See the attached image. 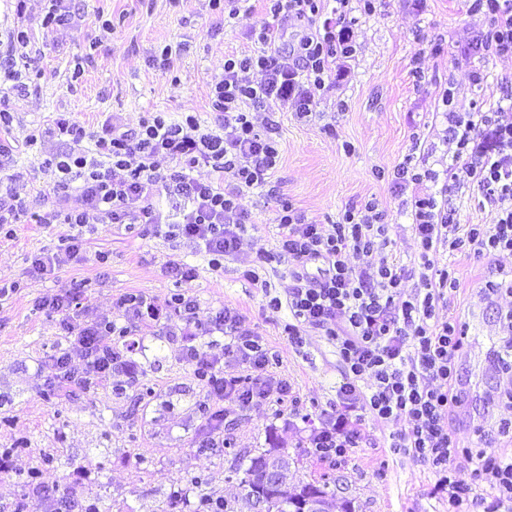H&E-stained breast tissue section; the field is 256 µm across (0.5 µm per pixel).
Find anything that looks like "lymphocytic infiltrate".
Returning a JSON list of instances; mask_svg holds the SVG:
<instances>
[{
  "label": "lymphocytic infiltrate",
  "instance_id": "1",
  "mask_svg": "<svg viewBox=\"0 0 512 512\" xmlns=\"http://www.w3.org/2000/svg\"><path fill=\"white\" fill-rule=\"evenodd\" d=\"M337 16L325 14L324 0H272L271 20L262 21L257 41L260 53L231 54L224 71L211 86L209 108L214 128H202L197 116L172 117L163 113L140 118L129 126L117 115L108 116L100 129L89 132L65 118L54 121V135L67 139L70 148L48 155L43 166L57 175L54 190L62 204L54 219L82 227L88 224H151L169 234L190 239L208 258L212 270L225 260L241 262L245 278L261 283L267 263L278 258L288 263L291 285L285 298H272L271 308H288L293 321L285 330L295 344H303L306 330L325 336L336 349L342 379L332 411L322 412L317 427L305 438L306 447L321 460H340L363 440L362 424L372 417L393 426L391 445L413 459L428 463L441 476L453 508L469 504L471 485L448 474L451 460L468 456L451 434L450 420L462 404L456 364L463 332L454 320H439L436 310L448 290L459 281L450 266H439L441 248L467 255L512 253V113L496 112L467 119L445 112L455 149L438 192L424 190L420 175L407 166L397 168L393 186L410 194L412 231L420 240L421 287L404 295L405 267L390 263L384 251V212L375 200L360 209L346 210L336 224L304 223L292 203L282 204L275 254L245 256L242 235L250 215L241 204L245 192L262 187L280 155L271 130H258L251 108L291 106L297 115L312 114L324 77L353 54L352 34L346 21L352 10L370 15L378 0H338ZM475 13L490 27L481 47L494 56L512 57V0H475ZM303 24L298 42L286 45L281 24ZM259 69L260 81L246 79L247 70ZM91 141L83 149V141ZM175 162L170 174L158 170V158ZM207 167V179L189 172ZM476 185L497 213L492 226L457 224L450 196L461 184ZM167 195L169 210L153 205ZM377 255V264L355 270L349 254ZM44 307L61 317L66 348L52 355L49 367L58 392L75 391L111 381L112 368L122 365L134 375L131 361L105 346L112 336L126 337L127 351L139 343L132 334L146 321L180 320L195 335L220 336L224 355L217 358L190 345L184 357L210 394L230 398L247 407L270 392L287 398L291 387L269 368L273 353L242 326L237 309L225 307L199 319V306L190 296L174 293L162 299L138 293L120 297L123 323L106 316L85 320L80 292L65 290L43 300ZM231 359L246 372L225 376L221 358ZM82 370L72 367L73 360ZM476 482L491 494L483 512H512V454L486 446L477 454Z\"/></svg>",
  "mask_w": 512,
  "mask_h": 512
}]
</instances>
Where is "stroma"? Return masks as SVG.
<instances>
[{
  "label": "stroma",
  "mask_w": 512,
  "mask_h": 512,
  "mask_svg": "<svg viewBox=\"0 0 512 512\" xmlns=\"http://www.w3.org/2000/svg\"><path fill=\"white\" fill-rule=\"evenodd\" d=\"M472 0H388L375 15L352 25L356 52L341 79L325 91L307 118L292 109L254 110L257 124L274 121L280 157L267 186L243 199L251 216L242 251L253 256L276 249L274 219L280 201L294 204L306 223L330 224L346 209L376 199L386 213V255L411 273L405 293L420 286V242L404 196L389 178L407 163L416 172H443L449 144L443 141L442 95L461 114L493 112L512 104V58L477 52L487 30L472 14ZM80 20L76 32L46 35L41 19L48 0H28L17 16L11 0H0V32L27 30L25 63L33 75L26 92L13 90L0 77V101L15 114L12 126L14 166L0 181V194L26 200L33 214L56 207L54 175L43 171V154L62 151L51 135L55 118L69 117L96 130L115 114L137 125L147 112L198 113L205 125L214 77L225 55L254 54V36L263 18L260 0L232 17L212 13L208 0H73ZM174 46L170 67L161 51ZM43 132L40 149L29 148L34 132ZM73 229L67 224L18 225L15 237L0 238V274L21 281L20 291L0 301V449H13L9 473H0V512H12L31 470H39L48 500L30 512H53L57 498H67L72 512L96 504L99 512H161L170 495L186 490L193 512L199 492L236 500L238 512H251L237 481L228 477L245 454L284 444L302 460L290 480L329 472L337 500H351L355 512H453L448 494L436 486L432 469L390 447V430L365 421L364 439L348 457L329 469L302 450L310 426L296 411L311 416L332 410L341 369L333 347L317 333L303 345L283 332L287 309L268 307L269 296H286L288 265L273 261L267 285L242 279L236 261L209 270L186 238L169 237L140 224L134 231L113 224L83 227L86 241L78 258L61 266L55 278L29 272L34 254L51 251ZM108 263H99L98 252ZM181 260L195 266V277L174 282L164 266ZM460 282L439 308L440 317L456 318L465 338L458 352L464 403L453 432L461 445L480 450L484 440L512 452V439L500 435L501 420H512V372H500L495 351L501 344L499 313L512 307V295L486 297L485 283L494 269L512 270V254L496 257L448 256ZM82 291L85 318L118 316L117 299L127 293L164 297L180 292L199 302L200 318L222 307L236 308L245 328L259 332L278 358L272 368L288 379L293 397L276 396L247 408L209 395L183 359L187 341L178 327L140 324V346L131 354L137 382L114 370L111 384L64 397L54 393L47 356L67 342L55 314L39 309L38 300L58 289ZM209 403L223 411L229 449L205 447L212 430L198 408ZM202 482L191 488V478Z\"/></svg>",
  "instance_id": "obj_1"
}]
</instances>
